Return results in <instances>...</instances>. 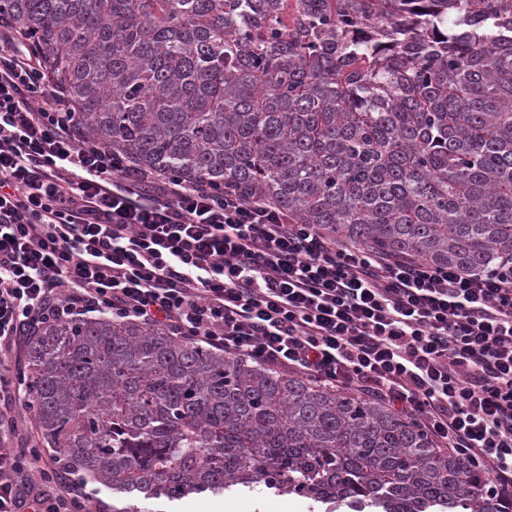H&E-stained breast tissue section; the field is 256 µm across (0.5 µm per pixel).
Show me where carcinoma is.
I'll return each instance as SVG.
<instances>
[{"mask_svg": "<svg viewBox=\"0 0 512 512\" xmlns=\"http://www.w3.org/2000/svg\"><path fill=\"white\" fill-rule=\"evenodd\" d=\"M82 136L338 244L512 260V0H0ZM112 512L263 486L326 512H512L381 402L140 322L48 321L17 373Z\"/></svg>", "mask_w": 512, "mask_h": 512, "instance_id": "1", "label": "carcinoma"}]
</instances>
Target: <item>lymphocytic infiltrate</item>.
<instances>
[{
	"mask_svg": "<svg viewBox=\"0 0 512 512\" xmlns=\"http://www.w3.org/2000/svg\"><path fill=\"white\" fill-rule=\"evenodd\" d=\"M91 313L385 402L512 495V263L464 272L340 246L231 185L82 138L0 24V348ZM58 457L0 447V512H86Z\"/></svg>",
	"mask_w": 512,
	"mask_h": 512,
	"instance_id": "f902f5d3",
	"label": "lymphocytic infiltrate"
}]
</instances>
